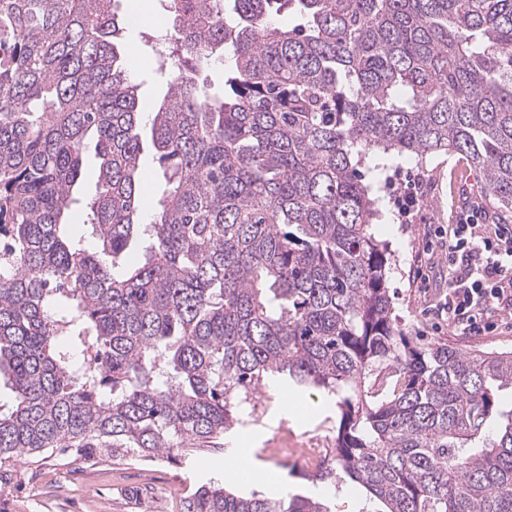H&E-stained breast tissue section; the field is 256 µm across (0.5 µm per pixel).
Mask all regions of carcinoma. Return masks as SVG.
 Returning <instances> with one entry per match:
<instances>
[{
	"label": "carcinoma",
	"instance_id": "carcinoma-1",
	"mask_svg": "<svg viewBox=\"0 0 512 512\" xmlns=\"http://www.w3.org/2000/svg\"><path fill=\"white\" fill-rule=\"evenodd\" d=\"M118 2L0 0V482L47 451L183 464L282 377L343 394L333 469L378 512H512V351L396 325L360 173L454 152L512 211V0H166L170 80L147 116ZM180 512L328 510L211 480ZM143 151L141 155V169L143 172L142 181V200L141 218L144 224H147L153 209L156 191V175L159 166L156 155L151 145L150 125H146L143 132Z\"/></svg>",
	"mask_w": 512,
	"mask_h": 512
}]
</instances>
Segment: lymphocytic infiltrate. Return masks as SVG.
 Here are the masks:
<instances>
[{
	"label": "lymphocytic infiltrate",
	"instance_id": "obj_1",
	"mask_svg": "<svg viewBox=\"0 0 512 512\" xmlns=\"http://www.w3.org/2000/svg\"><path fill=\"white\" fill-rule=\"evenodd\" d=\"M448 259L463 264L448 281V322L463 333L492 331V314H512V227L483 224L466 211L448 227Z\"/></svg>",
	"mask_w": 512,
	"mask_h": 512
}]
</instances>
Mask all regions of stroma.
Segmentation results:
<instances>
[{
	"instance_id": "stroma-1",
	"label": "stroma",
	"mask_w": 512,
	"mask_h": 512,
	"mask_svg": "<svg viewBox=\"0 0 512 512\" xmlns=\"http://www.w3.org/2000/svg\"><path fill=\"white\" fill-rule=\"evenodd\" d=\"M166 0H133L120 5L129 61L140 85L139 109L148 113L166 92L157 69L156 51L170 32L163 25ZM392 168L401 178L420 175L422 207L413 223L403 224L391 201L386 178L372 184L382 218L375 225L378 239L387 241L392 256L386 286L394 302L396 322L422 342H445L466 349L512 350V322L503 320L494 333L463 336L449 327L440 309L448 293V261L436 227L455 223L462 207L480 206L481 221L499 222L486 205L477 171L458 154H440L420 164L409 156L396 158ZM239 421L224 436L223 450H198L190 465L155 462V494L138 497L142 464L105 462L97 468H75L67 458L44 453L29 465L21 486L0 487V512H173L169 487L194 488L223 477L228 489L242 495L299 494L322 498L330 512H378L379 502L348 480L313 481L295 460L292 448L309 445L334 450L339 425L335 403L317 390L260 388L255 399L237 412Z\"/></svg>"
}]
</instances>
